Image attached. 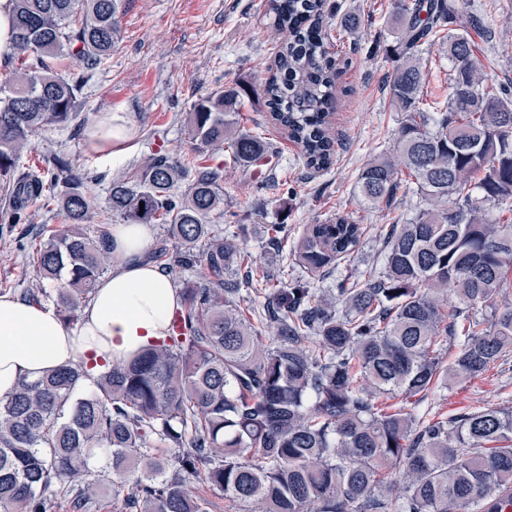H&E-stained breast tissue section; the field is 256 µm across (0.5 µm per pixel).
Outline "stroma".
Masks as SVG:
<instances>
[{"label":"stroma","instance_id":"1","mask_svg":"<svg viewBox=\"0 0 512 512\" xmlns=\"http://www.w3.org/2000/svg\"><path fill=\"white\" fill-rule=\"evenodd\" d=\"M456 21L469 12L492 9L489 31L475 34L477 56L489 83L512 87V0H448ZM268 0H121L120 37L106 70L96 72L78 98L77 118L64 128H48L30 143L19 163L31 166L43 155L65 153L73 172L85 175L88 191L105 201L110 181L126 175L150 155L182 156L193 143L187 117L194 102L227 86L249 94L240 112L242 127L264 137L267 153L255 164L237 166L227 151L205 155L207 166L224 175V210L217 226L246 225L244 246L271 277L285 281L301 276L290 252L269 250L263 230L284 224L289 239L304 225L322 224L343 213L364 224L355 253L327 273L320 285L383 266L382 230L411 216L421 200L415 190L401 191L388 209H370L355 191L366 161L391 150L398 115L389 102L388 80L394 67L391 24L397 0H325L323 28L332 54L346 64L337 81L336 106L330 117L336 155L329 169L308 168L300 147L271 121L261 94L278 50L267 15ZM361 14L357 33L343 30L344 14ZM126 128L122 157L92 153L89 136L105 118ZM56 206H28L19 223L0 219V294L26 298L43 281L31 262L33 245L62 228ZM435 412L453 415L485 407L512 410V355L485 374L429 394ZM100 480L97 497L82 510L71 505L72 493L50 489V512H113L112 475L105 463L94 466Z\"/></svg>","mask_w":512,"mask_h":512}]
</instances>
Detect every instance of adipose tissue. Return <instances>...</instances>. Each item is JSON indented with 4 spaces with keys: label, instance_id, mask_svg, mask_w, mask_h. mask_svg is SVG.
<instances>
[{
    "label": "adipose tissue",
    "instance_id": "1",
    "mask_svg": "<svg viewBox=\"0 0 512 512\" xmlns=\"http://www.w3.org/2000/svg\"><path fill=\"white\" fill-rule=\"evenodd\" d=\"M150 239L149 225H113L112 270L76 324H65L52 305L0 295V397L62 365H80L92 388L112 365L166 336L180 298L168 273L143 262Z\"/></svg>",
    "mask_w": 512,
    "mask_h": 512
}]
</instances>
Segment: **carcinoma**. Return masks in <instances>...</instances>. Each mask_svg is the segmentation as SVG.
<instances>
[{"mask_svg": "<svg viewBox=\"0 0 512 512\" xmlns=\"http://www.w3.org/2000/svg\"><path fill=\"white\" fill-rule=\"evenodd\" d=\"M324 0H271L280 36L276 72L262 96L275 124L306 164L327 168V130L340 59L325 49ZM447 0L400 3L392 25L397 54L390 105L400 114L394 149L370 159L356 191L369 208L391 205L414 185L424 207L385 232L384 269L349 282L337 296L314 282L271 284L251 256L207 222L224 206V176L198 156L155 154L112 180L100 206L63 154L18 169L39 130L66 127L79 93L118 43L119 0H14V55L21 67L0 82V178L11 187L16 223L54 200L62 229L40 242L34 264L67 324L79 320L111 263L109 235L86 225L105 215L127 224H167L145 260L169 266L180 326L80 393L78 366L22 380L0 398V512H48L44 492L59 484L91 500L98 456L112 469L123 512H206V485L246 512H512V411L483 408L454 417L422 407L450 379H472L512 354V304L497 297L512 271V90L491 85L469 29ZM439 44L451 74L446 106L423 101L422 47ZM55 61H67L61 75ZM243 88L201 97L189 113L195 149H228L242 166L266 141L238 125ZM190 180L180 191L184 180ZM364 225L338 214L307 224L293 242L296 263L320 276L355 252ZM268 248L288 241L265 225ZM245 269L242 280L226 277ZM261 295L258 317L240 295ZM464 307L444 313L448 296ZM490 309L478 319L470 309ZM271 332L268 344L262 337ZM457 342L443 364L448 340ZM413 399L385 411L382 395ZM175 447V461L158 453Z\"/></svg>", "mask_w": 512, "mask_h": 512, "instance_id": "1", "label": "carcinoma"}]
</instances>
